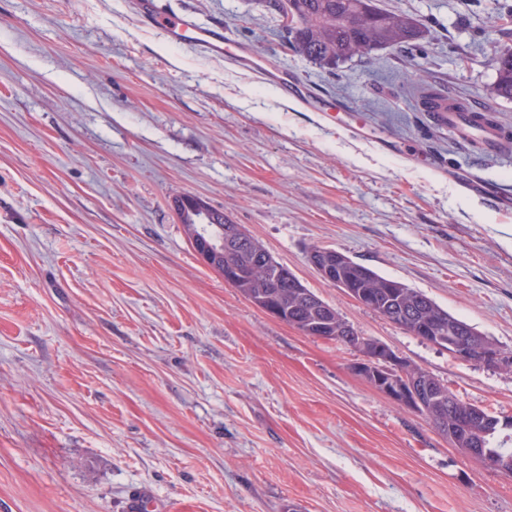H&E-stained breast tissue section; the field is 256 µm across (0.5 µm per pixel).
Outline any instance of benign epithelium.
Instances as JSON below:
<instances>
[{
	"label": "benign epithelium",
	"mask_w": 512,
	"mask_h": 512,
	"mask_svg": "<svg viewBox=\"0 0 512 512\" xmlns=\"http://www.w3.org/2000/svg\"><path fill=\"white\" fill-rule=\"evenodd\" d=\"M184 204L195 215L196 223L187 224L185 228L201 260L219 270L227 283L242 280L244 269L222 264L224 238L214 239L207 232V224L211 223L209 207L202 199L191 195L184 198ZM346 262L348 259L342 253L329 249L312 258V266L323 279L336 277V267ZM424 332L432 338V343L447 347L461 361H478L492 367L512 363V359L496 345L478 335H471L464 342L452 327L430 326ZM360 355L361 360L356 364V372L360 376L392 402L425 415L442 433H452L459 427L467 428L481 422L483 428L467 435V447L460 452L478 464L512 471L511 457L486 447L485 437L500 424L497 417L487 411L459 405L452 408L448 418L445 416L448 396L444 388L431 382L417 367L397 356L388 346L376 343L369 347L362 343Z\"/></svg>",
	"instance_id": "obj_1"
}]
</instances>
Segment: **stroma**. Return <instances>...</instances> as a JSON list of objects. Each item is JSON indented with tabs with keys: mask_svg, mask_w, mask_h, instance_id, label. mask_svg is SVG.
<instances>
[{
	"mask_svg": "<svg viewBox=\"0 0 512 512\" xmlns=\"http://www.w3.org/2000/svg\"><path fill=\"white\" fill-rule=\"evenodd\" d=\"M133 2L0 0V512H126L143 488L163 512H512V475L379 393L357 350L253 306L174 208L224 211L359 334L512 417V368L459 360L308 260L342 252L512 356V212L464 186L512 192V158L457 143L414 88L428 71L512 128L488 50L512 47V0H376L424 40L333 74L267 0H166L222 24L221 60Z\"/></svg>",
	"mask_w": 512,
	"mask_h": 512,
	"instance_id": "1",
	"label": "stroma"
}]
</instances>
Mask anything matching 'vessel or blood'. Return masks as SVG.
I'll list each match as a JSON object with an SVG mask.
<instances>
[{
    "label": "vessel or blood",
    "mask_w": 512,
    "mask_h": 512,
    "mask_svg": "<svg viewBox=\"0 0 512 512\" xmlns=\"http://www.w3.org/2000/svg\"><path fill=\"white\" fill-rule=\"evenodd\" d=\"M143 21L162 29L168 41L178 47H190L207 56L224 55V29L219 25L202 27L183 15L166 11L158 0H137ZM448 130L463 145L503 156H512V130L500 123H478L474 114L456 109L448 112Z\"/></svg>",
    "instance_id": "obj_1"
}]
</instances>
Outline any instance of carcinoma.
<instances>
[{"label":"carcinoma","instance_id":"carcinoma-1","mask_svg":"<svg viewBox=\"0 0 512 512\" xmlns=\"http://www.w3.org/2000/svg\"><path fill=\"white\" fill-rule=\"evenodd\" d=\"M279 16V28L292 51L329 72L340 64L375 49L405 48L423 36V24L403 12L379 8L375 0H273ZM496 79L494 95L512 101V48L494 47L492 58ZM417 103L423 112L448 111V97L436 90L421 74L417 82ZM240 263L251 268L250 276L237 286L245 297L265 295L288 309V324L301 330L320 319L309 303L313 295L298 278L278 288L267 287L279 263L252 237L235 242L224 250V264ZM345 275L351 287L372 295L373 313L386 318L416 336L422 328L457 321L432 299L407 285L389 280L372 269L350 261Z\"/></svg>","mask_w":512,"mask_h":512}]
</instances>
